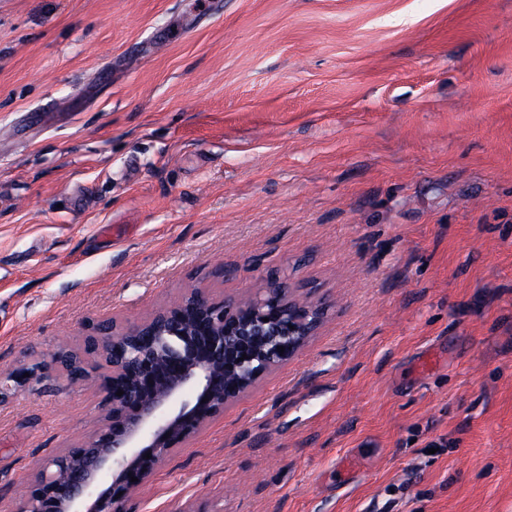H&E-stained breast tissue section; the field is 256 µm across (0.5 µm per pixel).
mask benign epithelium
Instances as JSON below:
<instances>
[{
    "label": "benign epithelium",
    "mask_w": 512,
    "mask_h": 512,
    "mask_svg": "<svg viewBox=\"0 0 512 512\" xmlns=\"http://www.w3.org/2000/svg\"><path fill=\"white\" fill-rule=\"evenodd\" d=\"M325 314L322 301L270 282L245 298L195 289L147 320L92 326L90 342L111 368L104 423L42 465L20 512H126L131 494L162 461L300 352ZM44 370L0 372V400Z\"/></svg>",
    "instance_id": "1"
}]
</instances>
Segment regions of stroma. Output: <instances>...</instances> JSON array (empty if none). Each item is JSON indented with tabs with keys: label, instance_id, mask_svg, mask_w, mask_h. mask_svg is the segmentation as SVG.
Wrapping results in <instances>:
<instances>
[{
	"label": "stroma",
	"instance_id": "35a3bbf8",
	"mask_svg": "<svg viewBox=\"0 0 512 512\" xmlns=\"http://www.w3.org/2000/svg\"><path fill=\"white\" fill-rule=\"evenodd\" d=\"M278 276L319 333L127 512H512V0H0V371ZM102 384L0 401V512Z\"/></svg>",
	"mask_w": 512,
	"mask_h": 512
}]
</instances>
